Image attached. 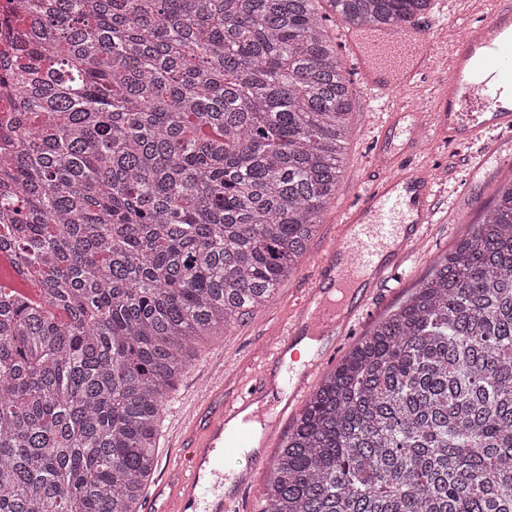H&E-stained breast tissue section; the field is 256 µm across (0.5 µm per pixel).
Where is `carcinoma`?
<instances>
[{
	"instance_id": "carcinoma-1",
	"label": "carcinoma",
	"mask_w": 512,
	"mask_h": 512,
	"mask_svg": "<svg viewBox=\"0 0 512 512\" xmlns=\"http://www.w3.org/2000/svg\"><path fill=\"white\" fill-rule=\"evenodd\" d=\"M316 0H30L5 70L0 512H140L196 343L266 306L336 197L351 80ZM355 29L432 0H328ZM263 512H512V175L327 373Z\"/></svg>"
}]
</instances>
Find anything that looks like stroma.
Listing matches in <instances>:
<instances>
[{"label":"stroma","instance_id":"stroma-1","mask_svg":"<svg viewBox=\"0 0 512 512\" xmlns=\"http://www.w3.org/2000/svg\"><path fill=\"white\" fill-rule=\"evenodd\" d=\"M486 13L483 0H433L429 14L435 19L432 38L436 65L416 87L404 92L402 100L406 105L423 112L431 107L436 87L445 80L460 41L462 25L479 23ZM351 88L354 117L346 142L343 173L336 198L318 226L306 257L267 306L237 324L223 338L206 346L202 361L186 370L163 414L158 440L159 461H167L175 452L176 441L170 424L181 413L186 395L204 388L208 380L219 373L224 376L225 392L235 391L242 374L253 370L263 341L271 338L279 322L294 315L297 294L311 284L316 273V258L336 234L337 212L353 204L367 185L370 157L375 149L374 134L391 102L367 91L360 82H352ZM489 141L496 148V159L477 170L463 163L464 156L470 152L467 146L441 140L425 148L423 159L441 183L440 222L414 245L400 265L386 271L384 279L375 287L366 311L354 316L338 337L336 345L340 351H347L415 288L433 262L448 253L467 225L476 221L490 205L500 180L496 160L512 156V129L493 132Z\"/></svg>","mask_w":512,"mask_h":512}]
</instances>
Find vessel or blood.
<instances>
[{
  "mask_svg": "<svg viewBox=\"0 0 512 512\" xmlns=\"http://www.w3.org/2000/svg\"><path fill=\"white\" fill-rule=\"evenodd\" d=\"M348 53L368 90L393 99L376 146L372 179L359 199L336 217V236L317 259L313 285L298 298L296 316L270 342L267 357L283 359L303 339L322 341L337 334L367 302L377 282L381 249L394 243L397 255L420 238L438 211L440 191L419 161L423 143L448 139L468 145L491 131L512 128V107L502 99L512 93V0H491L488 17L467 26L452 58L447 81L431 111L400 104L434 64L428 28L356 31ZM400 146H393L395 135ZM326 357L315 348L302 368L285 367L247 374L237 390L211 381L180 418V453L169 457L168 475L148 495L153 512H231L224 495V459L234 445L224 442L226 426L251 407L268 405L269 391L284 387L289 402L308 395L310 383Z\"/></svg>",
  "mask_w": 512,
  "mask_h": 512,
  "instance_id": "obj_1",
  "label": "vessel or blood"
}]
</instances>
